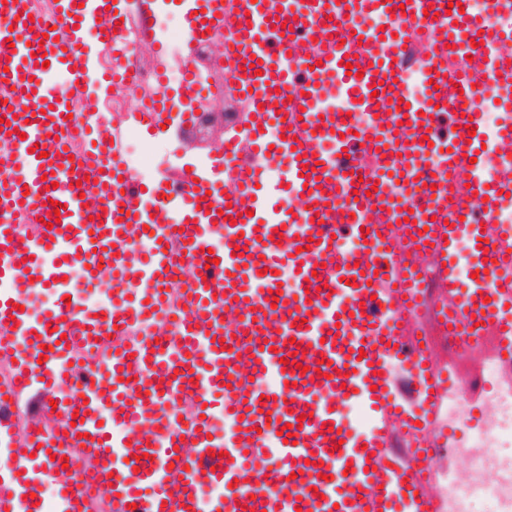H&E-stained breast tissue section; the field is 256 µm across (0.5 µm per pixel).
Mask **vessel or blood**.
Listing matches in <instances>:
<instances>
[{"label": "vessel or blood", "instance_id": "b4317fda", "mask_svg": "<svg viewBox=\"0 0 512 512\" xmlns=\"http://www.w3.org/2000/svg\"><path fill=\"white\" fill-rule=\"evenodd\" d=\"M136 2L58 0L48 16L34 0H0V101L11 104L0 112V359L13 368L0 387V439L11 446L0 512H89L95 494L112 512H397L403 500L433 512L427 426L446 387L406 323L418 274L431 270L448 344L477 353L490 332L512 356V225L496 216L501 194H512V114L491 139L468 103L479 84L503 77L512 87V30L443 12L442 0H192L187 53L232 31L247 109L226 124L206 172L173 176L174 219L158 188L126 165L119 132L98 128L83 92L97 67L82 47L86 30L111 48L113 79L135 75L125 51L133 31L165 60L150 22L156 0ZM356 15L372 25L333 33L331 21ZM417 36L429 44L421 94L407 83ZM328 76L360 125L327 110ZM440 112L454 127L446 140L431 135ZM130 118L153 136L168 121L159 111ZM76 138L87 148L80 163L68 158ZM365 144L380 183L391 180L389 156L409 159L405 178L427 189L428 210L355 187L342 168ZM271 149L288 166L265 185L259 161ZM341 235L355 248H339ZM177 249L190 262L177 346L128 339L103 357L106 381L69 388L73 349L98 352L106 336L161 310L157 289ZM76 260L91 281L109 273L151 293L86 303L67 279ZM33 286L61 300L47 319L22 307ZM138 374L149 383L134 400L127 380ZM188 381L196 407L186 428L170 407ZM21 392L32 419L20 428L7 406ZM348 401L370 411L366 435L346 428ZM47 409L50 427L40 420ZM218 413L233 418L230 430L210 428ZM289 423L291 442L271 439L270 428ZM54 456L75 476L53 504L35 503L36 465ZM268 456L278 465L262 481L249 462Z\"/></svg>", "mask_w": 512, "mask_h": 512}]
</instances>
